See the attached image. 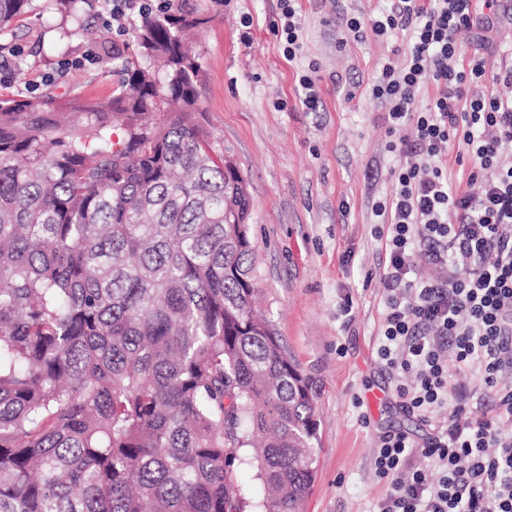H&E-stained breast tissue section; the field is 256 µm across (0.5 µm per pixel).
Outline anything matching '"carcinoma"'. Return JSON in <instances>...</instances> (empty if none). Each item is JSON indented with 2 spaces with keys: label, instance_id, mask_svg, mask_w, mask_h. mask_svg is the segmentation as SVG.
I'll use <instances>...</instances> for the list:
<instances>
[{
  "label": "carcinoma",
  "instance_id": "carcinoma-1",
  "mask_svg": "<svg viewBox=\"0 0 512 512\" xmlns=\"http://www.w3.org/2000/svg\"><path fill=\"white\" fill-rule=\"evenodd\" d=\"M31 2L0 0V33ZM44 2L64 57L90 0ZM203 23L140 16L108 100L0 98V512H302L315 395L253 313L252 200L198 116Z\"/></svg>",
  "mask_w": 512,
  "mask_h": 512
}]
</instances>
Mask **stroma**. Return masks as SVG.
Segmentation results:
<instances>
[{
	"instance_id": "stroma-1",
	"label": "stroma",
	"mask_w": 512,
	"mask_h": 512,
	"mask_svg": "<svg viewBox=\"0 0 512 512\" xmlns=\"http://www.w3.org/2000/svg\"><path fill=\"white\" fill-rule=\"evenodd\" d=\"M205 19L192 48L202 62V122L237 165L253 201L256 311L313 382L318 441L316 476L304 512H374L387 487L373 454L380 435L420 422L394 406L393 382L377 358L383 284L374 208L393 189L398 157L384 103L351 97L392 56L400 39L349 40L340 16L378 15L385 0H298L303 49L287 60L274 28L279 0H184ZM41 0L11 27L19 56L0 57V96L18 91L24 71L31 91L47 77L90 99L110 98L119 77L98 55L127 34L105 29L101 14L68 44L72 64L47 60L50 40ZM481 53L489 71L512 64V15L457 35ZM315 68L319 111L300 103L299 78Z\"/></svg>"
}]
</instances>
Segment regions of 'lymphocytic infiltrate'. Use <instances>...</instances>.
<instances>
[{"label": "lymphocytic infiltrate", "mask_w": 512, "mask_h": 512, "mask_svg": "<svg viewBox=\"0 0 512 512\" xmlns=\"http://www.w3.org/2000/svg\"><path fill=\"white\" fill-rule=\"evenodd\" d=\"M391 2L340 24L360 39L408 35L398 60H385L362 90L386 103L401 158L375 209L386 229L377 357L399 380L402 411L432 431L422 441L406 431L382 437L374 467L389 489L377 512H512V96L488 89L511 86L512 67L489 73L456 39L490 23L500 0H481L478 12L473 0ZM428 83L438 94L423 104ZM408 125L410 139L401 135ZM453 150L471 163L469 190L452 188L443 172ZM419 249L426 264L415 260ZM443 267L447 278L436 277ZM478 396L489 404L476 417ZM438 410L446 421L435 420Z\"/></svg>", "instance_id": "f902f5d3"}]
</instances>
